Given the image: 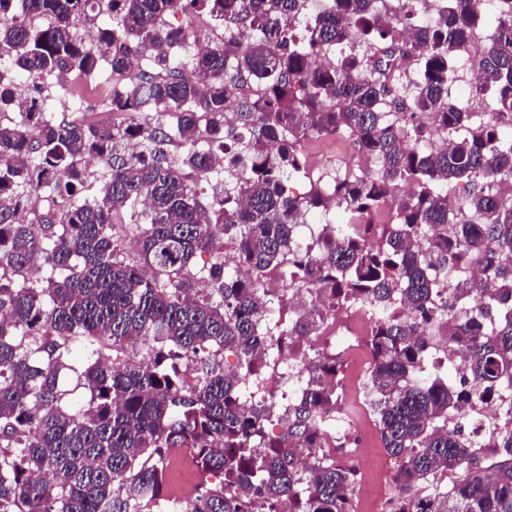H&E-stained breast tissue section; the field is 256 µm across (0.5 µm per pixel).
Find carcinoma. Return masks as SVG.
Wrapping results in <instances>:
<instances>
[{
    "mask_svg": "<svg viewBox=\"0 0 512 512\" xmlns=\"http://www.w3.org/2000/svg\"><path fill=\"white\" fill-rule=\"evenodd\" d=\"M99 2L0 0V62L30 79L89 77L105 62L124 77L105 91L110 111L157 112L58 121L42 85L0 75V112L15 113L0 118V512H349L356 470L319 451L341 354L303 363L295 403L246 407L239 395L269 347L366 302L384 307L368 333L367 396L396 465L387 512H512V432L485 457L448 427L463 391L512 390V205L498 192L512 181L500 132L512 128V0L477 48L491 118L476 126L448 93L481 22L469 0H438L412 41L378 0H327L302 38L292 22L307 0H107L111 22L89 44L78 26ZM423 2L394 7L413 24ZM194 12L247 37L199 53L193 81L183 53L204 34L168 18ZM435 133L451 147L423 149ZM345 135L368 165L324 184L306 141ZM218 159L224 181L202 201L195 186ZM299 180L308 191L294 192ZM94 182L98 198L80 197ZM328 191L336 221L288 250ZM41 192L52 206L38 213ZM199 253L209 293L193 288ZM469 262L487 271L486 298L455 312L471 288L449 275ZM275 274L322 305L288 308L267 285ZM424 326L456 347L460 380L415 379ZM64 371L80 394L62 388ZM181 448L198 474L183 507L166 484ZM450 467V490H420Z\"/></svg>",
    "mask_w": 512,
    "mask_h": 512,
    "instance_id": "cac0c4a2",
    "label": "carcinoma"
}]
</instances>
